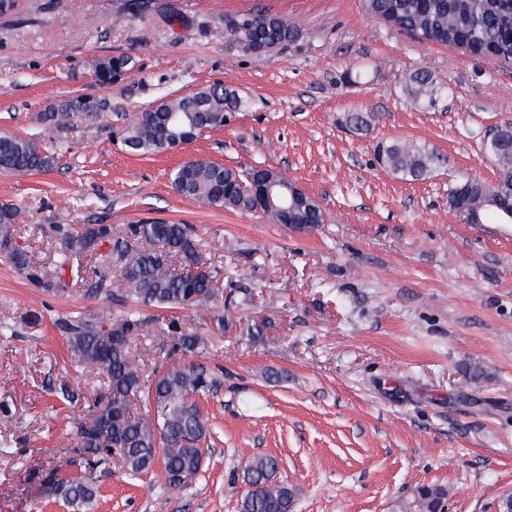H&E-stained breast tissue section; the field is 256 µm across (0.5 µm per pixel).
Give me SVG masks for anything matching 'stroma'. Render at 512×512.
I'll list each match as a JSON object with an SVG mask.
<instances>
[{"label":"stroma","mask_w":512,"mask_h":512,"mask_svg":"<svg viewBox=\"0 0 512 512\" xmlns=\"http://www.w3.org/2000/svg\"><path fill=\"white\" fill-rule=\"evenodd\" d=\"M288 17L289 45L257 57L224 37L239 12ZM136 66L101 85L96 59ZM356 85L343 84L345 71ZM426 72L434 103L406 86ZM221 83L231 121L193 142L141 155L113 130L166 100ZM82 93L104 99L97 121L58 129L43 115ZM370 114L347 132L345 113ZM512 126V70L428 45L371 18L364 0H20L0 15V133L36 138L46 173L0 172V205L17 208V245L52 289L0 251V512H236L242 466L279 461L292 512H392L421 485L443 486L447 512H495L512 493V224H466L448 186L491 182L483 141ZM381 141H409L441 163L407 181L374 165ZM205 159L287 173L320 204L310 230L178 195L173 172ZM144 219L190 225L224 299L209 308H143L133 345L147 372L210 370L197 403L213 427L199 473L178 490L162 464L97 470L90 506L47 491L51 471L77 473L76 418L102 386L75 372L58 320L119 319L136 302L119 272L93 296L57 282L56 225ZM204 342L168 355L162 322Z\"/></svg>","instance_id":"1"}]
</instances>
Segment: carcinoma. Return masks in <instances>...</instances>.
I'll list each match as a JSON object with an SVG mask.
<instances>
[{
	"label": "carcinoma",
	"instance_id": "1",
	"mask_svg": "<svg viewBox=\"0 0 512 512\" xmlns=\"http://www.w3.org/2000/svg\"><path fill=\"white\" fill-rule=\"evenodd\" d=\"M365 4L373 18L421 41L463 49L512 67V0H365ZM252 16V28L243 31L230 27L228 37L258 42L272 50L299 37V30L279 15L254 12ZM93 68L105 84L134 70L135 62L129 55L118 54L96 60ZM411 93L416 100L430 102L440 89L422 73L412 78ZM199 104L203 108L196 114L195 125L171 127L170 113L192 110ZM237 105L233 93L219 86L207 87L173 98L158 110L133 119L122 142L136 153L164 151L194 130L225 125ZM105 106L103 99L81 94L61 101L45 119L57 127L74 126L98 119L99 110ZM501 133L504 143L490 140L484 145L488 153L503 154L495 181L467 177L448 188V203L459 195L466 200L470 224L495 220L487 199L505 205L512 202V157L505 152V143L512 141V126ZM382 155L385 168L412 180L426 177L440 162L436 153L401 142L382 144ZM53 163V157L37 141L0 135V170L14 174L47 172ZM246 184L248 179L235 170L202 159L184 163L172 178L176 193L224 210L245 209ZM16 217L15 207L0 205V248L27 279L39 284L41 269L25 250L14 245ZM293 221L321 224L324 217L319 206L300 196L295 200ZM55 233L61 238L55 260L57 275H71L91 294L106 291L109 272L115 269L145 306L207 307L217 302L219 271L205 260L200 242L186 224L142 220L118 232L110 224H83L76 230L58 226ZM106 243L110 245L106 254L98 253ZM106 323L110 324L108 331L103 330ZM145 323L137 309L127 311L116 322L82 315L59 321L73 362L83 371L102 375L106 386L92 403L94 416L79 419L75 426V450L92 470L117 456L127 472L136 475L151 467L154 449L161 448L166 482L176 489L201 468V443L206 441L209 424L195 397L210 391L214 380L206 369L191 364L157 373L150 384H145L142 358L132 347V339L140 335ZM163 334L172 339L174 354L192 352L201 342V337L185 333L174 321L166 324ZM145 387L154 411L149 418L131 412L132 398ZM278 470V461L272 456H255L246 462L244 477L254 489L241 498L239 512H291L293 491L277 480ZM52 491L73 505L87 504L95 497L94 487L82 476L58 479L52 483ZM446 497L442 487L423 486L413 499L396 502L394 512H436L446 507Z\"/></svg>",
	"mask_w": 512,
	"mask_h": 512
}]
</instances>
